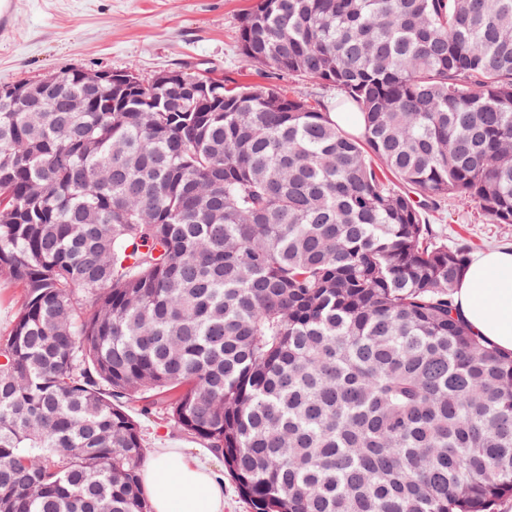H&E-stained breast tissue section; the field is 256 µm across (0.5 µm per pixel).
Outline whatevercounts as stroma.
<instances>
[{"instance_id":"obj_1","label":"stroma","mask_w":512,"mask_h":512,"mask_svg":"<svg viewBox=\"0 0 512 512\" xmlns=\"http://www.w3.org/2000/svg\"><path fill=\"white\" fill-rule=\"evenodd\" d=\"M252 0H17L10 33L0 36V85L63 69L122 71L142 78L178 65L209 68L239 85L274 86L325 102L335 90L314 82L272 77L246 64L239 52V17ZM439 231L449 245L469 244L474 253L512 249V224H495L472 203L442 205ZM146 448L159 445L188 454L197 438L174 430L157 412L140 420Z\"/></svg>"}]
</instances>
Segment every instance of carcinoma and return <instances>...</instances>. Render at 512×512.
<instances>
[{
    "label": "carcinoma",
    "instance_id": "carcinoma-1",
    "mask_svg": "<svg viewBox=\"0 0 512 512\" xmlns=\"http://www.w3.org/2000/svg\"><path fill=\"white\" fill-rule=\"evenodd\" d=\"M236 39L334 107L214 74L222 109L140 78L69 112L56 73L0 100V512H150L132 402L254 512H496L512 353L432 219L512 224V0H254ZM19 304L17 290L6 277H0V335L11 329Z\"/></svg>",
    "mask_w": 512,
    "mask_h": 512
}]
</instances>
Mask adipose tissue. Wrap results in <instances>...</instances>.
<instances>
[{"label": "adipose tissue", "instance_id": "adipose-tissue-1", "mask_svg": "<svg viewBox=\"0 0 512 512\" xmlns=\"http://www.w3.org/2000/svg\"><path fill=\"white\" fill-rule=\"evenodd\" d=\"M454 305L474 334L512 352V251L477 255L457 285ZM142 485L153 512H224V488L198 455L154 449Z\"/></svg>", "mask_w": 512, "mask_h": 512}]
</instances>
